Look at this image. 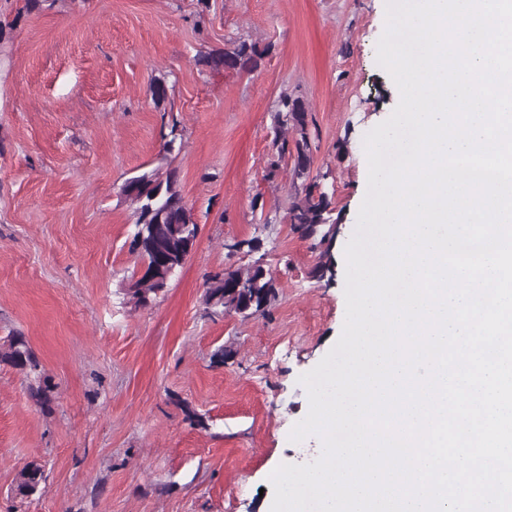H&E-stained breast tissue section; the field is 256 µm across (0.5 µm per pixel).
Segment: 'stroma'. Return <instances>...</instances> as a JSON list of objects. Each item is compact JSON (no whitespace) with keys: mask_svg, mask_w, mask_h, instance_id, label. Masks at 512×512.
I'll list each match as a JSON object with an SVG mask.
<instances>
[{"mask_svg":"<svg viewBox=\"0 0 512 512\" xmlns=\"http://www.w3.org/2000/svg\"><path fill=\"white\" fill-rule=\"evenodd\" d=\"M386 0H0V337L26 336L54 386L39 406L0 366V512H270L269 476L321 454L290 441L308 413L299 377L341 335L344 249L368 180L363 138L399 98L376 60ZM242 37L251 72L201 54ZM166 82L156 106L151 88ZM303 97L317 125L335 236L332 277L285 219L289 166L271 170L274 109ZM170 157L200 227L145 307L123 182ZM346 140L338 151V140ZM275 279L267 316L207 310V275L250 262ZM46 464L45 493L12 480Z\"/></svg>","mask_w":512,"mask_h":512,"instance_id":"1","label":"stroma"}]
</instances>
